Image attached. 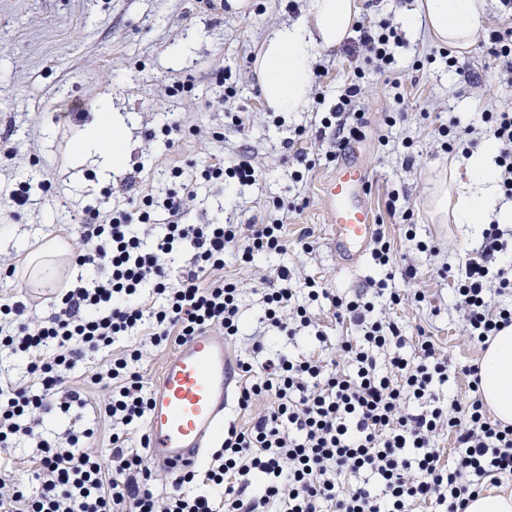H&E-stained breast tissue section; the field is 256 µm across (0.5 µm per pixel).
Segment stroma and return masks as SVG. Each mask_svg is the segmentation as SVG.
Here are the masks:
<instances>
[{
	"mask_svg": "<svg viewBox=\"0 0 512 512\" xmlns=\"http://www.w3.org/2000/svg\"><path fill=\"white\" fill-rule=\"evenodd\" d=\"M303 0H246L231 11L222 0H0V210L19 181H28L30 201L0 228V259L19 265L16 279L0 281V294L22 293L38 311H46L50 292L30 275L27 256L51 239L60 244L51 267L56 279L68 278L78 236L81 209L91 206L107 219L114 207L135 208L141 196L196 192L184 216L188 224H285L288 251L261 256L254 263L224 259L218 277L241 290L240 336L229 340L232 358L249 354L252 336L262 331L261 287H277L280 265L293 269L294 288L315 279L352 298L368 291L386 270L364 258L354 268L337 263L329 249L330 217L319 197L339 148L333 130L320 121L332 111L351 81H358V105L365 112L364 161L373 179L371 206L377 224L391 242L400 266L417 270L415 279L396 278L407 293L424 303L379 306L380 316L402 326L406 336L425 331L444 355L457 364L478 363L483 350L464 336L453 309L450 280L439 269L477 256L481 240L467 225L436 223L428 201L440 181L463 176L464 156L442 150L437 129L449 118L479 124L491 107L512 108V72L491 57L481 39L459 53L455 67L428 61L435 50L424 33H403L395 49L400 88L367 65L353 38L336 50L320 53L316 64L326 73L314 80L306 111L275 114L266 108L255 67L266 32L296 20ZM363 79H355L356 67ZM236 94L225 98L226 86ZM406 119L389 125L393 113ZM128 114L127 156L111 179L99 174L98 158L74 167L70 156L79 135L94 128L103 112ZM241 112L245 128L230 115ZM181 123L171 140L148 138L169 120ZM390 146H382V136ZM413 142L401 148L403 138ZM239 157L258 171L257 184L233 189L215 182L192 181L204 166ZM182 168L176 178L172 169ZM291 211L276 209V202ZM411 211L418 239L432 242L435 253H422L404 237L401 214ZM310 232L313 248L297 243ZM24 237L16 251L11 235ZM104 354L78 362L70 384L81 390L86 423L94 442L109 444L112 426L99 415L102 393L88 376Z\"/></svg>",
	"mask_w": 512,
	"mask_h": 512,
	"instance_id": "1",
	"label": "stroma"
}]
</instances>
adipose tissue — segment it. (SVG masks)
Here are the masks:
<instances>
[{"label":"adipose tissue","mask_w":512,"mask_h":512,"mask_svg":"<svg viewBox=\"0 0 512 512\" xmlns=\"http://www.w3.org/2000/svg\"><path fill=\"white\" fill-rule=\"evenodd\" d=\"M487 0H415L405 10L403 22L425 29L432 41L456 50H467L483 21ZM357 0H307L297 21L282 24L266 34L256 65L261 92L268 109L283 114L302 111L312 85V64L319 52L342 44L358 15ZM127 118L103 113L100 125L78 142L77 154L92 151L101 158V170L115 173L125 160ZM497 149L484 144L469 155L468 180L460 184L456 201H449L447 188L432 200L439 223L478 228L487 215L498 223H512V205L500 204L494 163ZM480 395L495 418L512 425V326L490 341L481 358Z\"/></svg>","instance_id":"ef3b65f1"}]
</instances>
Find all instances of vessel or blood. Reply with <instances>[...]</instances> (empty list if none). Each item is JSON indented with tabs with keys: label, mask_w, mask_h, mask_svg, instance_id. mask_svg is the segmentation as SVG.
<instances>
[{
	"label": "vessel or blood",
	"mask_w": 512,
	"mask_h": 512,
	"mask_svg": "<svg viewBox=\"0 0 512 512\" xmlns=\"http://www.w3.org/2000/svg\"><path fill=\"white\" fill-rule=\"evenodd\" d=\"M369 172L357 143L347 144L322 188L330 213L329 244L337 262L357 266L377 231L366 202ZM237 385L223 337L203 334L181 346L162 367L151 390L148 459L162 471L197 466L224 427Z\"/></svg>",
	"instance_id": "obj_1"
}]
</instances>
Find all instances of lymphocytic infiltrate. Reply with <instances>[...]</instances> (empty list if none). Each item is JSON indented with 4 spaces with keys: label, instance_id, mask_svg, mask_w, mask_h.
Masks as SVG:
<instances>
[{
    "label": "lymphocytic infiltrate",
    "instance_id": "obj_1",
    "mask_svg": "<svg viewBox=\"0 0 512 512\" xmlns=\"http://www.w3.org/2000/svg\"><path fill=\"white\" fill-rule=\"evenodd\" d=\"M358 43L376 72H392L400 36L389 25L357 26ZM360 92L350 83L323 124H335L343 141L361 138L364 113L355 108ZM481 127L456 120L438 129L468 147L481 139L497 147L498 184L512 201V112H485ZM193 193L145 195L136 211H113L108 223L81 226L74 262L85 275L60 289L48 313L35 316L17 295L0 297V349L26 360L28 377L0 380V450L35 441L30 479L0 470V512H465L485 482L512 479V425L490 420L479 395L478 365L462 366L468 379L465 403L444 400L450 361L427 336L416 357L399 325L376 316V300L397 305L406 296L378 280L371 298L347 299L308 280L299 302L288 267L277 271L279 287L264 292L268 329L294 339L311 326V303L329 307L350 335L334 352L257 362L268 339L255 337L254 358L237 363L240 409L253 410L249 426L228 423L220 448L207 467L162 482L138 449L131 429L144 424L151 391L136 365L144 347L163 351L192 338L240 331V290L235 283L201 276L224 268L233 252L243 262L287 250L282 220L252 224H185L181 218ZM168 216L161 234L145 243L139 233L155 212ZM480 258L466 259L452 276L464 331L486 345L512 326V242L489 224ZM193 257L178 284L169 264L184 248ZM151 288L157 303L142 300ZM135 336L138 345L95 367L90 381L102 392L99 413L112 425L111 445L92 444L94 430L70 425L54 438L37 427L42 415L71 416L84 405L69 374L84 357ZM389 359L379 364L377 355ZM266 400L255 410L258 400ZM454 436V457L444 461L441 432Z\"/></svg>",
    "mask_w": 512,
    "mask_h": 512
}]
</instances>
